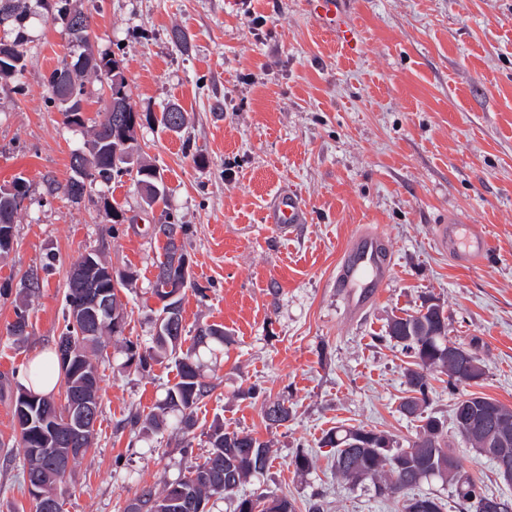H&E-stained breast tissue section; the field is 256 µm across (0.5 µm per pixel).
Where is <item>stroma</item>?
Returning <instances> with one entry per match:
<instances>
[{
	"mask_svg": "<svg viewBox=\"0 0 512 512\" xmlns=\"http://www.w3.org/2000/svg\"><path fill=\"white\" fill-rule=\"evenodd\" d=\"M90 45L121 60L139 113L179 105L178 133L142 124V156L163 175L166 203L147 206L129 177L95 193L130 220L105 224L88 202L48 195L66 183L70 156L87 138L49 100L47 79L71 49L60 23L33 20L26 66L0 82V185L30 184L16 244L0 261V512H35L23 475L13 401L20 375L63 327L69 271L99 250L118 272H135L120 290L127 338L151 344L158 307L149 289L164 245L151 227L171 212L188 231L184 248L196 291L183 322L220 324L230 336L204 369L212 394L196 409L192 456L168 426L143 434L123 428L149 414L177 380L173 363L123 369L107 343L99 367L100 414L93 444L73 469L62 512H125L143 487L161 489L206 455L213 421L273 445V463L252 490L269 489L307 512L323 491L329 512H400L395 499L332 479L319 441L336 426H365L400 437L414 426L398 410L405 358L381 342L388 319L439 299L448 338L476 345L487 366L470 390L512 407V0H341L338 20L357 31L346 52L310 0H95ZM184 35L187 50L171 42ZM204 164H196V156ZM298 195L308 221L267 223L270 201ZM485 225L488 257L477 269L452 262L431 227L448 214ZM381 230L394 272L382 296L357 315L333 286L336 262L353 231ZM52 272L25 293L24 274L46 253ZM28 305L24 337L10 326ZM257 385L287 397L294 416L268 429ZM464 468L494 494L512 486L460 438ZM313 456L297 474V451Z\"/></svg>",
	"mask_w": 512,
	"mask_h": 512,
	"instance_id": "stroma-1",
	"label": "stroma"
}]
</instances>
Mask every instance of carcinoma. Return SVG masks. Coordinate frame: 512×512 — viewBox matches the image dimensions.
<instances>
[{
  "label": "carcinoma",
  "mask_w": 512,
  "mask_h": 512,
  "mask_svg": "<svg viewBox=\"0 0 512 512\" xmlns=\"http://www.w3.org/2000/svg\"><path fill=\"white\" fill-rule=\"evenodd\" d=\"M79 0H36L38 6L54 20H63L71 3ZM85 18V30L77 34L68 26L63 31L74 48L71 59H62L48 77L49 99L60 103L57 89L72 88L75 93L74 107L60 108L63 124L70 128L90 127L89 139L92 149L80 155L71 154L73 176L66 184L51 182L55 190L62 192L71 202L84 200L99 207L103 221L119 224L125 221L124 212L114 208L102 197H94L93 187L108 183L112 176L127 175L142 192L148 206L166 202V187L163 177L154 165L143 161L139 154L136 133L124 125L112 121L109 108H104L100 120L85 117L82 101L87 94L84 89L86 77L92 75L100 90H112L113 100L119 102L128 119L139 116L128 89L121 60L109 52L94 53L89 45L92 12L81 8ZM31 15L27 0H0V27L14 31L13 37L0 39V54L19 62L17 73L25 68L28 38L26 21ZM163 131L178 132L187 121L186 113L173 104L165 107L160 116L154 118ZM14 193L10 198H0V214L8 213L12 222H0V232L14 235L19 197L29 195L30 184L18 178L12 182ZM184 228L171 221L157 225V235L165 238L162 259L158 260V274L152 283V294L163 299L166 290L162 285L171 281L181 284L182 289L192 287L190 267L174 265L173 255L178 250L172 238L176 229ZM111 299L117 310L123 309L109 280L96 281L94 288H75L66 282L64 328L61 336L73 340L78 353L73 355L71 366H58L60 383L64 387V400L70 401L72 394L81 391L98 396L99 377L97 365L88 355V350L104 348L103 336H87L81 324L71 322L70 310L93 302L98 295ZM184 295L175 299L176 334L174 337H151V346L140 349L124 336V330H111L112 340L122 344L127 368L144 370L151 363L172 360L178 370V380L168 387L157 401L154 410L146 416L132 415L126 422L131 430H159L167 419L175 421V429L184 439L183 450L191 447L190 436L198 427L195 415L197 405L212 391L204 381V356H215L224 347V326L202 324L195 330L192 347L182 350L185 333L182 316ZM385 338L401 348L408 358L403 377L405 396L401 398L399 411L406 418L418 422L414 433L400 439L387 431L365 427H334L320 439V447L329 448L333 459L332 475L337 481L353 489L362 484L373 486L376 497L384 499L399 497L424 482L437 480L451 488L466 512H478L477 504L491 498L481 481L465 470L448 441L447 420L429 410L434 392L432 380L436 375L448 377V387L456 389L481 380L486 375V365L476 352L474 345L467 347L448 340V317L444 306L428 300L421 309L403 316H393L387 321ZM31 393L24 386L18 387L14 400V414L27 410L33 424L19 429V445L23 448L26 478L35 489L32 497L36 501V512H43L47 501L58 498L57 490L71 479L73 470H61L56 458L65 450L69 434L63 419V405L50 395H41L37 404L21 400V392ZM262 413L267 428H278L292 417L288 399L265 398ZM456 434L479 456L490 460L501 471L500 457L507 458L512 465V407L487 396L475 393L459 398L453 408ZM210 449L203 461L190 466L186 473L164 484L160 490L144 487L131 500L134 506L147 507V512H177L183 494L193 496L198 502L209 504L218 495L233 505V512H296L292 500L273 491L247 490L251 480L264 474L272 463V444L262 441L246 431H227L218 421L208 429ZM427 500L431 512H444L441 498L429 494H415L403 499L402 512H413L414 503Z\"/></svg>",
  "instance_id": "cac0c4a2"
}]
</instances>
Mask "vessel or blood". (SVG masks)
<instances>
[{"label":"vessel or blood","mask_w":512,"mask_h":512,"mask_svg":"<svg viewBox=\"0 0 512 512\" xmlns=\"http://www.w3.org/2000/svg\"><path fill=\"white\" fill-rule=\"evenodd\" d=\"M271 224H303L307 208L294 194H282L268 216ZM433 236L442 250L458 264L474 267L488 253V237L481 225L462 216L435 225ZM391 251L383 234L355 233L348 241L336 266V291L351 314H358L380 297L391 279Z\"/></svg>","instance_id":"vessel-or-blood-1"}]
</instances>
